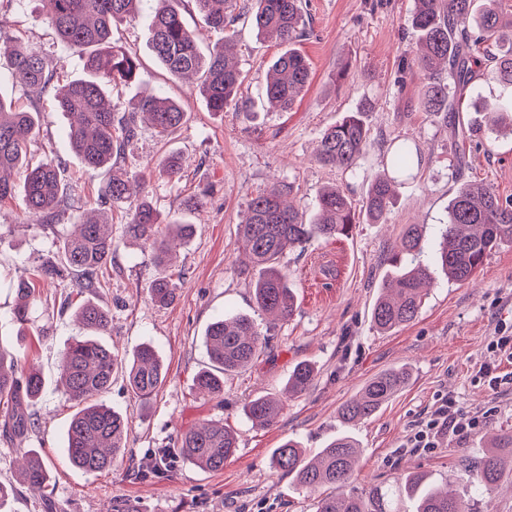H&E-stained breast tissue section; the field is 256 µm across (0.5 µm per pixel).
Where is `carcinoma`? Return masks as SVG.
<instances>
[{"instance_id": "obj_1", "label": "carcinoma", "mask_w": 512, "mask_h": 512, "mask_svg": "<svg viewBox=\"0 0 512 512\" xmlns=\"http://www.w3.org/2000/svg\"><path fill=\"white\" fill-rule=\"evenodd\" d=\"M150 3L149 46L156 59L174 77L196 76L209 110L220 113L239 105L242 72L225 42L207 51L196 43L187 26L181 5L184 0H40L44 20L68 48L81 54L82 74L63 86H55L54 71L45 58L28 47L19 35L0 28V57L9 60L24 83L25 92L40 96L52 91L61 111L74 117L69 138L87 169H104L109 181L100 203L118 208L128 202L131 190H141L142 201L125 224L126 238L149 245L160 262H166L176 242L187 241L194 225L162 220L147 198L146 178L121 165L126 144L139 131L145 118L160 137L184 124L186 113L174 99L151 93L134 111L115 118L108 99L112 81H131L138 73V61L130 52L112 44V28L132 21ZM203 22L212 28H232L245 18L257 36L292 43L306 34L302 0H252V6L237 11V0H193ZM411 25L418 33L417 52L411 60L423 85L417 107L429 114L460 112L464 99L485 112L490 130L512 127V99H488L473 87L487 63H494L495 78L512 85V13L501 0H415ZM265 85L268 108L287 111L306 90L311 72L296 50L282 52L271 66ZM361 110L326 129L320 139L316 160L324 166L354 170L368 145V128ZM37 113L17 107L0 95V204L12 199L15 185L11 176L23 177V201L28 216L40 224H66L73 205L62 184L61 163L44 156L35 160L28 154L36 135ZM422 162L418 145L409 140L393 142L388 151L386 171L368 183L360 206L338 186L325 187L318 198L317 213L310 219L285 196L287 183L272 186L251 198L238 234L249 253L257 276L252 283L258 311L283 321L293 313V295L280 259L312 238L326 240L346 237L356 224H383L395 198V187L415 176ZM111 213L74 224L75 231L64 237L57 261L40 268L46 281L78 276L77 288L95 287L98 274L112 261L114 242L108 232ZM504 242L512 243V200L502 201L489 187L465 183L448 205V222L440 230L437 247L426 256L418 224L405 227L399 249L391 257L394 272L382 284L370 313L381 332L413 322L423 305V289L432 282L430 266L435 264L455 281H466L482 266L488 255ZM181 281L161 275L148 286L151 301L169 305L178 297ZM21 303L13 309V321L24 328L36 306V288L26 279L16 283ZM80 328L88 332L65 348L59 364L60 382L66 398L83 404L67 429V455L72 465L87 474L112 468L126 448L129 420L103 401L112 388V378L121 372L129 390L143 402L153 399L167 378V370L154 348L143 343L130 359L99 343L94 336L110 329L109 312L88 299L75 311ZM204 345L210 366L194 376L197 394L209 399L224 393V375L238 372L258 359L265 337L253 318L246 315L219 317L205 331ZM18 355L0 345V404L9 405L4 427L15 434L34 432L39 420L34 406L43 390V379L34 369H19ZM405 366L394 367L367 382L339 411L343 423L354 425L376 414L409 380ZM315 379L307 362H299L288 376V393L302 394ZM282 402L272 396L249 401L244 411L261 428L276 425ZM238 448L236 434L224 422L208 420L183 431L175 453L208 470L224 469ZM359 446L348 434L336 437L315 457H309L294 439L285 440L272 453V467L311 491L323 487L333 492L318 497L315 512H473V500L437 486L423 475L403 473L391 483L373 485L356 494H336L354 473ZM507 466H512V434L494 438L492 447L468 466L462 477L466 487L489 495ZM19 482L42 491L49 486V472L43 457L29 450L21 465Z\"/></svg>"}]
</instances>
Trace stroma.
Listing matches in <instances>:
<instances>
[{
	"label": "stroma",
	"instance_id": "1",
	"mask_svg": "<svg viewBox=\"0 0 512 512\" xmlns=\"http://www.w3.org/2000/svg\"><path fill=\"white\" fill-rule=\"evenodd\" d=\"M302 5L306 34L294 47L310 65L311 83L285 112L267 110L263 95L266 66L284 47L257 37L249 24L236 23L235 52L251 109L230 107L220 115L210 112L196 84L171 76L153 56L146 17L113 30V41L140 59L134 82L112 84L115 109L126 113L141 95L160 91L180 102L187 114L186 123L164 138L142 125L125 148L126 169L145 171L156 209L195 227L170 265L157 266L150 249L126 240L123 226L137 205L129 200L112 213L116 249L100 286L78 291L70 275L38 283L36 332L18 335L12 320L14 285L53 259L71 227L34 223L18 196L0 205V345L23 353L44 378L37 405L40 431L15 439L0 436V482L17 486L11 512H110L115 506L123 512H313L315 493L272 469V451L294 438L313 454L344 431L362 448L349 491L389 483L406 472H420L457 489L461 462L474 461L493 436L512 431V360H501L497 388L478 375L488 344L512 335L511 244L492 252L463 283L449 281L440 268H433L432 287L414 322L383 335L370 321L379 288L391 271L388 256L404 225H424L430 249L461 183L482 182L501 199L512 200V134H479L464 149L453 130L482 123V113L431 115L415 109L422 77L410 63L418 39L411 26L414 0H302ZM40 8L39 0H22L20 6L0 11V26L40 51L57 82H67L81 73L82 60L61 43ZM0 92L17 107L39 112L29 152L37 159L49 155L62 162L73 213H86L103 194L108 175L87 171L73 151L70 117L58 110L53 95L28 96L12 79L5 59L0 60ZM368 101L374 104L363 116L370 145L357 170L320 165L315 151L324 130ZM404 138L419 145L422 165L416 178L399 186L386 223L359 224L349 237L315 238L284 255L281 265L295 297L294 312L288 320L267 323L255 308L250 287L254 270L236 234L250 199L286 182L293 186V204L308 216L329 184L347 189L354 202H361L368 181L387 162L390 141ZM170 154L183 160L181 178L158 170V160ZM205 189L210 192L206 206L188 208L189 197ZM165 272L182 276L183 284L172 304L157 306L150 302L147 286ZM86 299L112 317L109 331L99 337L102 344L127 356L139 344L151 343L168 371L165 384L147 404L132 396L122 376L114 377L105 400L130 421L127 447L122 461L96 476L68 460L66 430L76 407L67 401L58 374L63 350L81 333L74 311ZM234 314L255 317L265 348L247 370L225 376L223 397L199 398L193 378L208 364L204 333L216 318ZM301 361L316 369L312 386L287 401L275 426H253L244 405L281 394ZM400 365L411 368L409 383L375 415L345 427L340 407L369 380ZM449 396L464 411L480 416L481 428L448 436L438 448L407 449L412 431ZM210 419L223 421L238 437L237 451L222 471L179 462L167 476L135 477L134 467L157 449L174 447L180 432ZM31 448L50 465L49 494L34 493L18 482L20 452Z\"/></svg>",
	"mask_w": 512,
	"mask_h": 512
}]
</instances>
